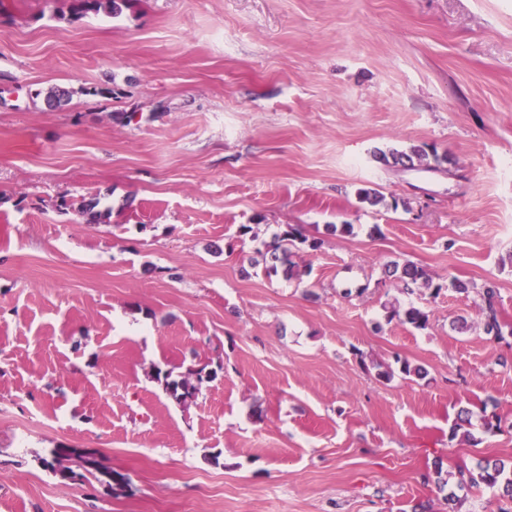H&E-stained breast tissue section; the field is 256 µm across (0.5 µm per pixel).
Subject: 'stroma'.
Listing matches in <instances>:
<instances>
[{
    "mask_svg": "<svg viewBox=\"0 0 512 512\" xmlns=\"http://www.w3.org/2000/svg\"><path fill=\"white\" fill-rule=\"evenodd\" d=\"M69 4L0 0V512H448L425 474L512 461V0ZM413 144L444 163L379 157ZM286 224L319 243L290 280L250 265ZM205 364L186 409L153 378ZM129 0H72L70 11L73 16H83L89 12H104L117 15ZM385 273L389 278L396 281L398 287L403 293H413L414 288H433L434 294H438L442 286L439 283L434 284L425 270L414 263L405 262L402 265L394 261L386 265ZM477 293L483 301L482 322L486 335L497 340L501 338L500 312L497 304V291L493 284L488 283ZM384 308L390 321L398 318L400 322L414 325L416 328H425L428 324L429 315L421 308L410 306L401 312L397 306L389 302L384 304ZM41 463L52 473L58 471L59 475L55 476L60 482L74 481L77 477L90 475L100 484L111 487L113 477H118L119 482L124 478L118 471L104 467L98 458V452L94 450L53 448L48 457L42 458Z\"/></svg>",
    "mask_w": 512,
    "mask_h": 512,
    "instance_id": "35a3bbf8",
    "label": "stroma"
}]
</instances>
